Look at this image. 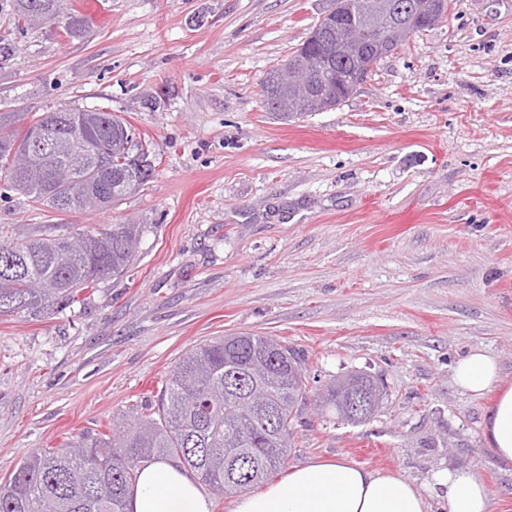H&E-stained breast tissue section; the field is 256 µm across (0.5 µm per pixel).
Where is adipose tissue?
Instances as JSON below:
<instances>
[{
  "label": "adipose tissue",
  "instance_id": "adipose-tissue-1",
  "mask_svg": "<svg viewBox=\"0 0 512 512\" xmlns=\"http://www.w3.org/2000/svg\"><path fill=\"white\" fill-rule=\"evenodd\" d=\"M497 372L496 359L480 349L453 368L456 384L475 396L491 389ZM484 438L499 462L512 464V387L500 392L488 412ZM434 493L441 512H489V491L472 471L439 477ZM131 506L133 512H210L197 479L167 461L141 469ZM231 512H430V506L424 493L400 474L342 459L291 468L266 491L235 500Z\"/></svg>",
  "mask_w": 512,
  "mask_h": 512
}]
</instances>
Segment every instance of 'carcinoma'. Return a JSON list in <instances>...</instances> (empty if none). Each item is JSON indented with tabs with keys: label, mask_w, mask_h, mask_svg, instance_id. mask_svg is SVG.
I'll use <instances>...</instances> for the list:
<instances>
[{
	"label": "carcinoma",
	"mask_w": 512,
	"mask_h": 512,
	"mask_svg": "<svg viewBox=\"0 0 512 512\" xmlns=\"http://www.w3.org/2000/svg\"><path fill=\"white\" fill-rule=\"evenodd\" d=\"M32 0H14L4 17L7 27L22 34L39 24ZM298 52L312 62L317 84L336 85V72L353 62H329L320 50L304 44ZM279 68L261 82L268 111L285 119L298 116L277 105ZM29 120L13 133L0 132V170L6 171L3 192L25 196L29 206L62 212L112 208L145 186L155 171L152 141L138 137L134 151L146 160L140 168L116 147L135 127L124 117L101 108L57 109L22 113ZM40 125L61 138H71L86 156L50 155L39 166L19 172L14 154L29 144L30 127ZM109 186L108 200L89 196L98 185ZM144 233L140 224H42L31 232L24 224L0 225V317L26 313L37 319L65 309L76 296L133 264ZM84 247L74 250L68 240ZM354 378L376 392L384 387L364 371L333 379L322 394V408L342 421L345 413L336 387ZM308 378L299 353L271 336H226L188 351L160 392L157 411H132L121 430L82 433L59 448H39L20 461L0 486V512H130L140 463L173 457L219 495L247 491L267 481L284 466L294 447L293 422L309 398Z\"/></svg>",
	"instance_id": "1"
}]
</instances>
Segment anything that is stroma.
<instances>
[{
    "label": "stroma",
    "instance_id": "35a3bbf8",
    "mask_svg": "<svg viewBox=\"0 0 512 512\" xmlns=\"http://www.w3.org/2000/svg\"><path fill=\"white\" fill-rule=\"evenodd\" d=\"M334 0H65L85 25L14 39L0 115L100 107L153 141L151 181L100 214L0 200V224L144 225L133 265L42 319L0 318V483L38 448L149 412L178 360L254 334L305 355L320 392L349 370L388 397L353 426L314 407L294 467L342 457L431 494L477 473L512 512L483 437L512 386V0H452L340 107L290 120L260 83ZM499 363L475 397L452 368Z\"/></svg>",
    "mask_w": 512,
    "mask_h": 512
}]
</instances>
